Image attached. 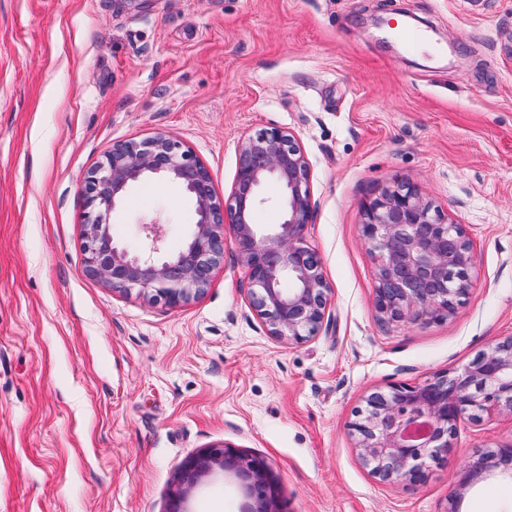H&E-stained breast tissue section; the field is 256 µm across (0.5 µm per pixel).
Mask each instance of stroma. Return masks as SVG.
Returning <instances> with one entry per match:
<instances>
[{
	"instance_id": "obj_1",
	"label": "stroma",
	"mask_w": 512,
	"mask_h": 512,
	"mask_svg": "<svg viewBox=\"0 0 512 512\" xmlns=\"http://www.w3.org/2000/svg\"><path fill=\"white\" fill-rule=\"evenodd\" d=\"M434 47L407 49L403 13ZM288 129L311 168L305 238L330 287L315 336H271L232 231L205 293L179 308L85 272L84 175L114 143L179 138L231 192L241 142ZM397 183L464 225L469 293L441 321L374 304L363 205ZM180 247L192 204L133 186L110 218ZM512 336V0H0V512H165L184 459L262 457L286 512H512V412L460 422L417 484L365 465L349 424L393 384L456 375ZM201 476L187 512H240ZM499 465H510L512 472V442L508 446L499 447L496 451H490L483 455L477 461H469L466 473L471 478L478 468H496Z\"/></svg>"
}]
</instances>
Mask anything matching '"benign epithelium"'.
Wrapping results in <instances>:
<instances>
[{
  "label": "benign epithelium",
  "instance_id": "benign-epithelium-1",
  "mask_svg": "<svg viewBox=\"0 0 512 512\" xmlns=\"http://www.w3.org/2000/svg\"><path fill=\"white\" fill-rule=\"evenodd\" d=\"M150 178L178 183L193 202L194 222L173 253L164 248L162 224L141 225L135 249L112 235L110 215L133 184ZM310 179L300 144L277 127L242 141L226 198L217 196L209 170L171 135L115 143L83 180L85 271L114 292L180 307L209 286L224 257L227 224L252 286L253 309L271 335L303 341L320 329L328 295L320 258L304 236L313 217ZM269 181L279 187L282 220L264 228L255 223V213L267 202L262 190ZM361 233L377 261L375 306L383 319L439 321L461 305L475 265L473 246L463 225L448 221L415 189L397 185L364 204ZM504 407L512 410V337L454 376L438 374L372 394L350 430L376 477L416 483L426 459L449 448L458 422H478ZM500 465H512V444L468 462L467 474ZM216 467L244 480L254 512H281L278 483L266 461L226 444L184 460L168 512L182 510L183 486Z\"/></svg>",
  "mask_w": 512,
  "mask_h": 512
}]
</instances>
